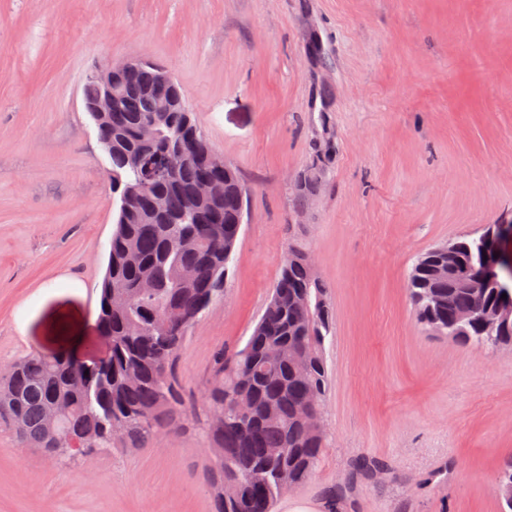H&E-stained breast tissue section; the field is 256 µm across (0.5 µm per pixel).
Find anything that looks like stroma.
Segmentation results:
<instances>
[{"instance_id":"35a3bbf8","label":"stroma","mask_w":512,"mask_h":512,"mask_svg":"<svg viewBox=\"0 0 512 512\" xmlns=\"http://www.w3.org/2000/svg\"><path fill=\"white\" fill-rule=\"evenodd\" d=\"M131 55L247 188L224 297L179 355L181 430L86 465L0 424V512H212L213 358L245 345L296 241L335 315L328 446L274 512H499L512 348L430 335L406 280L512 212V0H0V365L89 354L119 198L82 86Z\"/></svg>"}]
</instances>
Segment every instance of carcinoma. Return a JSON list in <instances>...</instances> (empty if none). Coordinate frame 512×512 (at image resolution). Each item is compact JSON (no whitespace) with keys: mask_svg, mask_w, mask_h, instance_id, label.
Wrapping results in <instances>:
<instances>
[{"mask_svg":"<svg viewBox=\"0 0 512 512\" xmlns=\"http://www.w3.org/2000/svg\"><path fill=\"white\" fill-rule=\"evenodd\" d=\"M123 101L101 122L99 134L112 138V190L119 207L100 292L99 321L112 344V362L105 372L85 373L66 354L54 360L25 358L10 376L0 375V421L27 448L51 450L44 422L48 412L60 416L61 428L78 447L61 460L81 457L80 449L112 448V426L122 429V447L139 448L155 432L177 427L181 405L177 361L189 327L209 303L224 292V277L235 242V226L243 218L245 196L236 171L207 168L210 144L202 133L190 158L170 177L152 185V192L125 195L141 170L128 162L133 153L141 165L161 153L185 145V124L196 125L192 112L177 108L158 116L155 138L142 136V124L153 99L167 92L157 85L154 70H130L121 78ZM215 183L214 196L195 201L203 175ZM165 197L167 212L153 207ZM457 264L448 275L437 274L444 246L421 254L406 282L418 323L435 336L485 348L512 346V285L482 288L481 268L494 261L495 245L487 232L454 239ZM126 285L124 293L112 284ZM140 281L157 284L154 295L137 293ZM502 308L508 320L490 338L479 315ZM167 310L177 321V335L159 331L153 315ZM463 313L469 322L459 321ZM334 328L329 286L307 264L301 245L288 247L267 307L245 345L219 350L213 360L208 393L212 410L224 411V428L207 435L216 469L212 484L213 512H271L282 479L294 486L317 468L326 435L306 430L299 421L302 406L324 408L327 373L325 340ZM271 348L283 351L275 365L266 362ZM248 407L242 418L238 405ZM501 512H512V457L500 464ZM237 484V496L224 497V483Z\"/></svg>","mask_w":512,"mask_h":512,"instance_id":"obj_1","label":"carcinoma"}]
</instances>
